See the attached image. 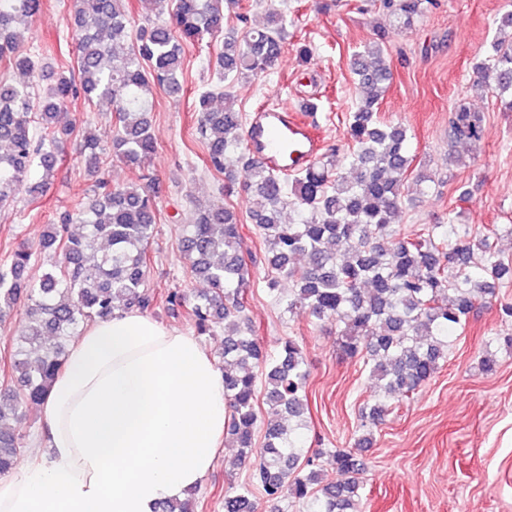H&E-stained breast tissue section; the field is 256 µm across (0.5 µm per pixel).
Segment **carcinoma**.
Segmentation results:
<instances>
[{"instance_id": "cac0c4a2", "label": "carcinoma", "mask_w": 512, "mask_h": 512, "mask_svg": "<svg viewBox=\"0 0 512 512\" xmlns=\"http://www.w3.org/2000/svg\"><path fill=\"white\" fill-rule=\"evenodd\" d=\"M126 2L73 0L76 69L42 87L39 54L27 48L42 0H0V211L22 191L32 198L44 192L64 141L75 132V123L60 122L71 99L108 103L112 156L141 167L156 153L148 97L154 88L174 97L183 92L185 47L206 36L222 38L217 66L232 82L273 72L287 40V20L275 9L264 27L243 28L247 18L236 12L238 0H172L168 11L165 0H150L158 18L135 33ZM429 3L379 0V8L409 29ZM491 48L489 58L474 64L480 78L473 90H493L503 110L512 112V11L500 17ZM350 69L361 95L348 123L349 176L335 171L329 156L291 178L279 174L245 152L242 113L229 91L221 108L213 106L215 91H203L196 100L208 165L224 175L225 194L239 188L256 197L249 218L268 247V290L276 291L282 278L291 282L288 294L277 297L284 311L336 322L342 352L364 358L379 388L374 405L361 410L363 433L355 447L335 450L336 477L324 479L316 464L321 452L305 449L301 425L283 424L307 409L303 349L288 337L275 355L263 350L244 316L249 272L237 214L223 203L192 204L181 242L189 277L208 289L172 290L166 302L173 311L186 308L202 335L224 323V395L230 409L225 438L236 443L238 462L250 471L248 483L224 495V512H258L256 489L276 510L286 490L306 512H361L357 451L372 443V429L387 415L390 398L413 394L428 382L475 302L495 296L501 281L512 280V260L499 258L490 235L477 236L469 224L451 220L411 233L398 229V212L414 200L405 185L413 158L406 127L377 118L391 80L381 42L352 54ZM15 72L30 81L12 80ZM483 134L479 113L457 104L449 119L450 143L477 144ZM82 139L86 170L95 177L104 149L88 129ZM35 166L42 168V179L30 183ZM412 181L422 196L435 183L423 168ZM287 207L300 214L299 222L284 223ZM69 224L82 225V234L67 235ZM155 228L150 187L100 180L89 203L47 225L41 246L53 262L40 280L27 277L33 253L23 244L0 268V318L20 302L25 307L20 329L9 337L14 387L0 393V474L10 472L22 452L23 406L41 402L63 369L66 337L117 310L153 309L149 265ZM298 256L307 258L305 265H296ZM260 385L268 406L264 421L255 404Z\"/></svg>"}]
</instances>
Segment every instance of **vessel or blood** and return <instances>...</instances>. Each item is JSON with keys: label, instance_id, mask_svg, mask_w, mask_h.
Here are the masks:
<instances>
[{"label": "vessel or blood", "instance_id": "vessel-or-blood-1", "mask_svg": "<svg viewBox=\"0 0 512 512\" xmlns=\"http://www.w3.org/2000/svg\"><path fill=\"white\" fill-rule=\"evenodd\" d=\"M288 112L285 106L257 109L247 146L252 156L267 166L291 173L308 167L319 145L311 124L289 118Z\"/></svg>", "mask_w": 512, "mask_h": 512}]
</instances>
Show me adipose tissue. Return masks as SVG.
<instances>
[{
	"label": "adipose tissue",
	"mask_w": 512,
	"mask_h": 512,
	"mask_svg": "<svg viewBox=\"0 0 512 512\" xmlns=\"http://www.w3.org/2000/svg\"><path fill=\"white\" fill-rule=\"evenodd\" d=\"M45 450L0 477V512H156L224 442V374L192 333L136 310L82 329L39 408Z\"/></svg>",
	"instance_id": "obj_1"
}]
</instances>
